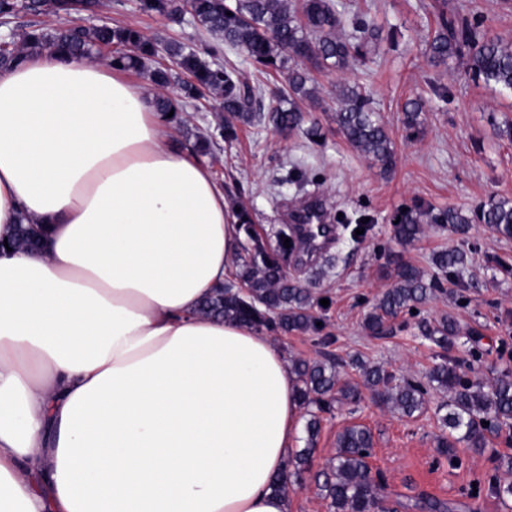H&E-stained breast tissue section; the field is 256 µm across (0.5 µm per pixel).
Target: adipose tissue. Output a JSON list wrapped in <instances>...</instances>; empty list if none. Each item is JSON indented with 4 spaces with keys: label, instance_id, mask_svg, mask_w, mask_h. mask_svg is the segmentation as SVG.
Masks as SVG:
<instances>
[{
    "label": "adipose tissue",
    "instance_id": "obj_1",
    "mask_svg": "<svg viewBox=\"0 0 512 512\" xmlns=\"http://www.w3.org/2000/svg\"><path fill=\"white\" fill-rule=\"evenodd\" d=\"M154 93L55 50L0 70V512H293L301 422L262 332L201 313L243 236Z\"/></svg>",
    "mask_w": 512,
    "mask_h": 512
}]
</instances>
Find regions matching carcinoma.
Returning <instances> with one entry per match:
<instances>
[{"mask_svg":"<svg viewBox=\"0 0 512 512\" xmlns=\"http://www.w3.org/2000/svg\"><path fill=\"white\" fill-rule=\"evenodd\" d=\"M100 0H0V23L7 26L24 15L33 19L19 24L0 45V65L20 64L29 53L47 47L91 57L110 50L109 62L121 70L143 73L158 87L174 81L172 70L157 61L159 46L131 25L102 23L89 26L46 27L38 16L69 20L98 13ZM144 14H159L174 22L182 12L210 34L216 43L199 52L192 46L170 41L164 51L173 65L185 75L180 89L190 99H219L225 112L224 138L236 136L233 120L249 123L254 99H268V117L283 130H294L302 123L297 101L316 102L313 73L325 69L342 71L351 62L362 60L366 50L380 39V30L364 15L345 18L333 0H137ZM231 15H226V12ZM350 33H345L346 28ZM242 53L260 73L271 71L286 76L287 87L252 86L242 81L236 70L213 61L222 47ZM429 56L437 63L466 56V68L485 85L501 94L512 95V45L499 38L479 37L477 24L464 17L440 18L439 30L428 43ZM336 124L346 142L387 173L396 164L394 143L369 95L355 86L337 87ZM404 126L415 130L423 123V105L417 98L403 107ZM393 238L401 246L412 245L422 234V224H439L464 235L469 225L481 223L505 239L512 238V199L490 196L472 210L435 209L415 205L398 214ZM251 247L239 264L238 279L243 287L230 283L207 298L202 310L226 320L248 324L260 330L301 335H317L322 327L313 309L321 297L288 277L282 258L269 251L252 234ZM436 271L455 283L470 272L473 258L461 249L446 250L432 257ZM442 289L439 278L427 276L420 268L402 263L395 268V281L363 319V327L373 336L390 328V320L404 310L418 308ZM421 336L443 348L454 346L463 336L458 322L443 316L420 326ZM363 386L371 399L403 417L427 408L430 391L448 393L436 411L448 434L438 439L437 450L449 459L461 449L481 453L488 444L486 433L512 424V371H503L490 380L469 378L457 360H445L430 371L427 382L398 377L381 366L367 365L356 357ZM341 364L331 357L323 361L295 359L291 369L297 377V397L307 408L306 447L288 460L274 483L278 491L301 483L320 432V414L331 411L332 403L358 398V385L341 378ZM373 447L370 431L361 425H348L336 434V454L330 473L320 485L330 499L332 512H382L386 486L372 475L368 458Z\"/></svg>","mask_w":512,"mask_h":512,"instance_id":"obj_1","label":"carcinoma"}]
</instances>
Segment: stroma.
Here are the masks:
<instances>
[{
  "instance_id": "stroma-1",
  "label": "stroma",
  "mask_w": 512,
  "mask_h": 512,
  "mask_svg": "<svg viewBox=\"0 0 512 512\" xmlns=\"http://www.w3.org/2000/svg\"><path fill=\"white\" fill-rule=\"evenodd\" d=\"M353 6L381 27L382 38L365 59L342 72L316 74V106L307 107L305 124H317L321 137L310 142L303 129L280 132L258 114L238 124L237 137L225 140L220 131L224 115L214 103L180 99L183 122L171 137L178 148L192 150L196 133L210 137L204 155L214 180L231 208L246 209L252 230L268 249L279 242L271 227L289 223L304 195L284 184L292 171L316 182L314 194L322 200L327 223L337 216L365 218L362 240L341 233L327 252L311 263L285 256L290 276L309 282L328 306L315 309L323 335L332 343L327 351L339 360L360 356L396 375L424 380L443 358L470 361L474 374L512 370V239L501 238L487 225L472 224L459 236L436 224L423 227L419 241L401 246L392 239L397 212L418 203L437 207L472 208L492 194L512 198V141L497 137L495 126L512 120V98L499 95L467 72L464 59L433 63L426 51L441 16L467 17L482 36L512 41V0H337ZM101 21L130 24L152 39L175 38L196 48L211 39L184 18L175 23L158 14H143L137 0H105ZM348 82L371 92L381 118L395 143L397 164L382 175L371 161L355 151L336 125V87ZM422 98L425 120L418 130H406L402 108L407 99ZM461 248L472 252L475 264L464 285H446L417 312L392 320L383 336L362 328L364 312L394 282L397 263L431 270L434 253ZM454 316L462 328L478 333V359L466 347L443 349L419 335L420 319ZM286 358L321 359L314 337L274 334ZM350 424L366 426L373 436L369 464L386 485L392 512H416L419 498L452 503L456 512H512V499L502 502L489 495L493 480L511 481L512 471L500 464L512 457V437L489 434L483 453H459L453 460L437 451L441 423L433 410L403 418L388 407L363 396L359 402L335 403L324 414L316 449L300 488L292 494L294 512H330V501L316 476L329 470L336 453V434Z\"/></svg>"
}]
</instances>
